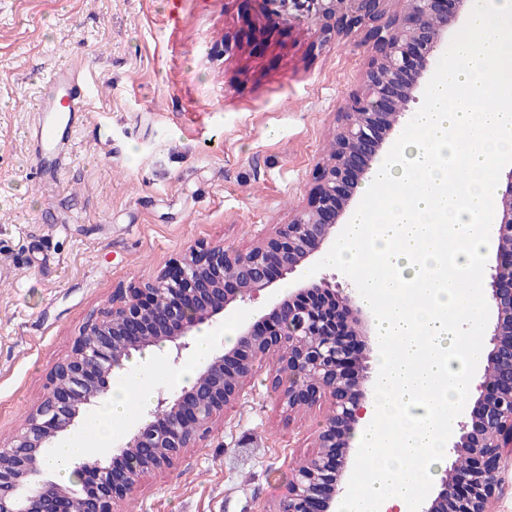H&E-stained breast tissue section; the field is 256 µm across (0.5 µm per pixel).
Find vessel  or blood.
<instances>
[{
    "mask_svg": "<svg viewBox=\"0 0 512 512\" xmlns=\"http://www.w3.org/2000/svg\"><path fill=\"white\" fill-rule=\"evenodd\" d=\"M85 102V84L72 70H53L44 82L32 131L40 179L54 178L68 161L71 137L86 110Z\"/></svg>",
    "mask_w": 512,
    "mask_h": 512,
    "instance_id": "vessel-or-blood-1",
    "label": "vessel or blood"
}]
</instances>
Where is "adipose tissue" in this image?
<instances>
[{
  "mask_svg": "<svg viewBox=\"0 0 512 512\" xmlns=\"http://www.w3.org/2000/svg\"><path fill=\"white\" fill-rule=\"evenodd\" d=\"M411 125L364 189L337 254L357 271L378 331L372 403L353 437L367 481L340 497L338 512H410L447 461L448 434L474 389L493 171L512 156V0H488L470 17ZM163 357L155 349L135 358L91 430L58 442L46 462L58 480L140 418L170 380Z\"/></svg>",
  "mask_w": 512,
  "mask_h": 512,
  "instance_id": "obj_1",
  "label": "adipose tissue"
}]
</instances>
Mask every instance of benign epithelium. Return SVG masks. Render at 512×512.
<instances>
[{
  "instance_id": "obj_1",
  "label": "benign epithelium",
  "mask_w": 512,
  "mask_h": 512,
  "mask_svg": "<svg viewBox=\"0 0 512 512\" xmlns=\"http://www.w3.org/2000/svg\"><path fill=\"white\" fill-rule=\"evenodd\" d=\"M286 21L316 20L327 34L366 27L373 54L362 84L340 111L332 150L317 169L307 204L275 235L249 251L196 247L157 277L120 290L112 307L89 322L71 354L57 364L41 402L23 428L0 447V512H69L77 497L84 512H114L139 474L171 466L224 408L237 403L255 366L277 356L271 389L288 414L330 401L332 413L314 439L310 465L297 468L275 512H332L350 465L351 441L372 395L367 356L351 354L336 334L329 309L344 312L348 330L369 335L356 288L323 278L275 297L235 344L214 353L196 381L160 396L112 456L85 463L79 481L65 485L39 476L49 449L98 405L133 353L159 346L180 365L194 331L247 304L295 273L336 233L339 218L371 179L386 138L417 103L423 76L448 46V30L480 0H268ZM496 263L485 293L496 314L484 373L470 419L458 424L453 460L419 512H494L512 463V169L498 183Z\"/></svg>"
}]
</instances>
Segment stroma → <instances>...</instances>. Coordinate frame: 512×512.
Segmentation results:
<instances>
[{"label":"stroma","mask_w":512,"mask_h":512,"mask_svg":"<svg viewBox=\"0 0 512 512\" xmlns=\"http://www.w3.org/2000/svg\"><path fill=\"white\" fill-rule=\"evenodd\" d=\"M372 55L266 0H0V445L118 290L186 250H249L302 208ZM79 71L87 112L52 184L28 140L44 76ZM333 241L289 287L328 278ZM274 357L169 468L115 512H274L329 402L287 417Z\"/></svg>","instance_id":"35a3bbf8"}]
</instances>
